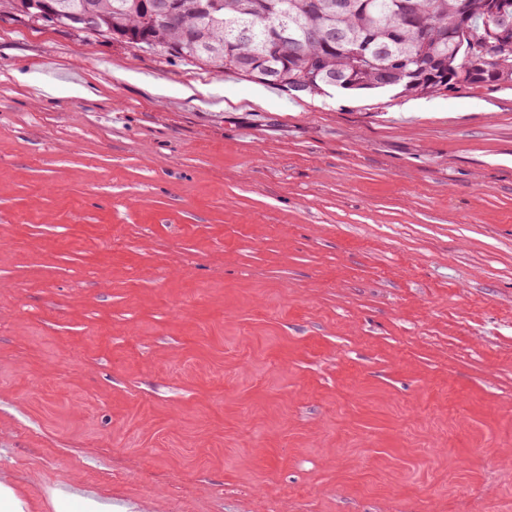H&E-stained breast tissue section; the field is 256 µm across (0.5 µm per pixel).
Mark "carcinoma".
<instances>
[{
  "label": "carcinoma",
  "instance_id": "obj_1",
  "mask_svg": "<svg viewBox=\"0 0 512 512\" xmlns=\"http://www.w3.org/2000/svg\"><path fill=\"white\" fill-rule=\"evenodd\" d=\"M68 2L76 14H94L97 24L84 29L75 19L37 17L33 0H0V7L187 64L222 68L296 96L329 87L424 96L457 85H499L492 67L479 77L470 72L473 54L512 61V42L494 43L485 27L494 0H214L215 22L198 16L196 0H172V22L152 18V0ZM285 32L281 54L271 63L261 59L263 47ZM395 61L406 75L388 84Z\"/></svg>",
  "mask_w": 512,
  "mask_h": 512
}]
</instances>
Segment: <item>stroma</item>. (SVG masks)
I'll return each mask as SVG.
<instances>
[{"label": "stroma", "mask_w": 512, "mask_h": 512, "mask_svg": "<svg viewBox=\"0 0 512 512\" xmlns=\"http://www.w3.org/2000/svg\"><path fill=\"white\" fill-rule=\"evenodd\" d=\"M2 481L512 512V86L295 97L0 12Z\"/></svg>", "instance_id": "35a3bbf8"}]
</instances>
